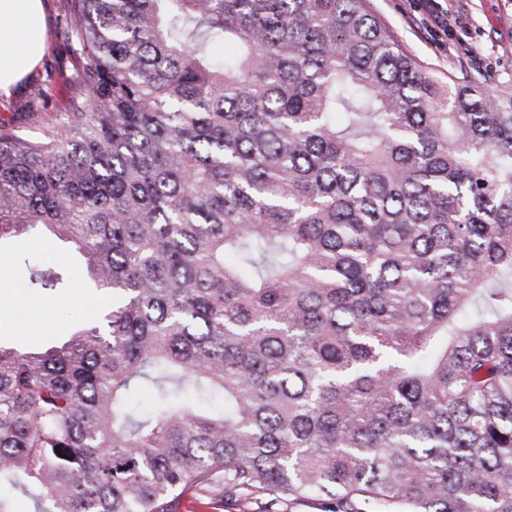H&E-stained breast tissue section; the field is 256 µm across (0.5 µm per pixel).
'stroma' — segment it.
Listing matches in <instances>:
<instances>
[{
	"label": "stroma",
	"mask_w": 512,
	"mask_h": 512,
	"mask_svg": "<svg viewBox=\"0 0 512 512\" xmlns=\"http://www.w3.org/2000/svg\"><path fill=\"white\" fill-rule=\"evenodd\" d=\"M44 51L36 66L10 93L0 94V126L38 137L56 123L70 91L57 80L75 59L63 36L70 19L66 0H42ZM394 38L440 74L479 76L488 87L512 90V0H373ZM47 99H33V85ZM69 266L73 288L65 295L25 288L24 258ZM84 266L64 246L29 237L0 247V342L22 348L63 335L72 319L94 317L100 300L84 286Z\"/></svg>",
	"instance_id": "stroma-1"
}]
</instances>
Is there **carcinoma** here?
Listing matches in <instances>:
<instances>
[{
	"label": "carcinoma",
	"instance_id": "1",
	"mask_svg": "<svg viewBox=\"0 0 512 512\" xmlns=\"http://www.w3.org/2000/svg\"><path fill=\"white\" fill-rule=\"evenodd\" d=\"M69 8L62 119L0 130V242L72 245L104 306L0 344V512H512V92L371 0ZM267 497L265 495H253L248 501H224V504L212 503L209 506L200 505L197 500V495L194 492H189L184 497L185 507L181 508V512L186 510H194L195 512H261L264 510V504ZM216 507V509L212 507Z\"/></svg>",
	"mask_w": 512,
	"mask_h": 512
}]
</instances>
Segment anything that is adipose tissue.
I'll use <instances>...</instances> for the list:
<instances>
[{
	"label": "adipose tissue",
	"instance_id": "ef3b65f1",
	"mask_svg": "<svg viewBox=\"0 0 512 512\" xmlns=\"http://www.w3.org/2000/svg\"><path fill=\"white\" fill-rule=\"evenodd\" d=\"M44 28L42 0H0V92L34 67Z\"/></svg>",
	"mask_w": 512,
	"mask_h": 512
}]
</instances>
